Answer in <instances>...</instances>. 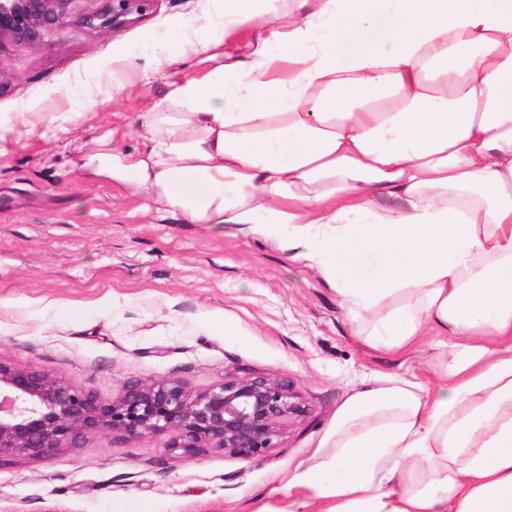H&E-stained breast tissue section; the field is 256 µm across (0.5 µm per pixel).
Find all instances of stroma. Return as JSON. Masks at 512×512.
Masks as SVG:
<instances>
[{"label":"stroma","mask_w":512,"mask_h":512,"mask_svg":"<svg viewBox=\"0 0 512 512\" xmlns=\"http://www.w3.org/2000/svg\"><path fill=\"white\" fill-rule=\"evenodd\" d=\"M106 0H69L38 41L0 40V357L117 397L127 381L195 390L228 374L290 381L301 410L257 459L180 458L166 437L84 448L0 468V512H282L288 474L331 428L361 378L421 383L431 352L363 345L330 285L281 241L240 224H189L132 182L88 181L104 132L143 152L140 123L175 85L212 68L200 32L248 61L258 31L224 35V0H149L124 27H98ZM90 304L83 317L65 308Z\"/></svg>","instance_id":"1"}]
</instances>
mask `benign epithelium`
<instances>
[{"instance_id":"1","label":"benign epithelium","mask_w":512,"mask_h":512,"mask_svg":"<svg viewBox=\"0 0 512 512\" xmlns=\"http://www.w3.org/2000/svg\"><path fill=\"white\" fill-rule=\"evenodd\" d=\"M69 0H0V41H36L43 28L66 15ZM102 19L114 29L149 0H116ZM300 396L283 379L230 374L203 391L176 379L133 380L110 401L53 377L37 366L0 359V467L42 460L84 447L103 434L114 443L169 436L166 450L182 457L207 451L254 459L274 447Z\"/></svg>"}]
</instances>
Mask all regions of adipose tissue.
<instances>
[{"mask_svg": "<svg viewBox=\"0 0 512 512\" xmlns=\"http://www.w3.org/2000/svg\"><path fill=\"white\" fill-rule=\"evenodd\" d=\"M224 33L265 29L145 123L124 180L194 224L287 233L358 339L447 336L423 385L379 375L336 410L288 512H512V0H227ZM375 90L359 102L361 90Z\"/></svg>", "mask_w": 512, "mask_h": 512, "instance_id": "obj_1", "label": "adipose tissue"}]
</instances>
